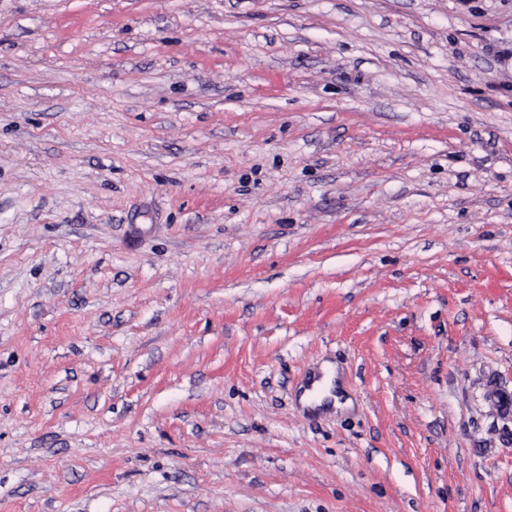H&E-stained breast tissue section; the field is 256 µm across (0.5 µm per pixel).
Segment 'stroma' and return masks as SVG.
I'll return each instance as SVG.
<instances>
[{
	"instance_id": "stroma-1",
	"label": "stroma",
	"mask_w": 512,
	"mask_h": 512,
	"mask_svg": "<svg viewBox=\"0 0 512 512\" xmlns=\"http://www.w3.org/2000/svg\"><path fill=\"white\" fill-rule=\"evenodd\" d=\"M0 512H512V0H0ZM322 378L314 381L311 385V389H305L301 395L300 401L303 406L310 407L312 409L320 408L323 405L324 398L330 395V389L332 388V380L335 376L334 369L331 365H326L322 369Z\"/></svg>"
}]
</instances>
